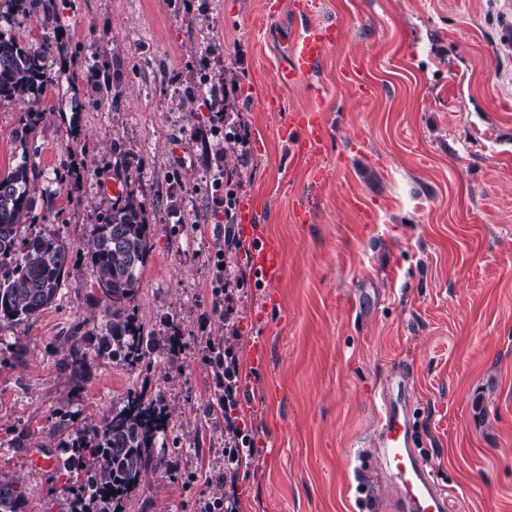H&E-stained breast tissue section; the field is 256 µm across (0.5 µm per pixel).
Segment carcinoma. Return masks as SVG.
I'll return each mask as SVG.
<instances>
[{
	"label": "carcinoma",
	"mask_w": 512,
	"mask_h": 512,
	"mask_svg": "<svg viewBox=\"0 0 512 512\" xmlns=\"http://www.w3.org/2000/svg\"><path fill=\"white\" fill-rule=\"evenodd\" d=\"M48 0H4L6 11L28 12ZM88 80L102 97L112 96V78L93 65ZM55 78L45 65L42 51L0 33V103H22L14 130L19 140L35 133L42 112L29 106L53 86ZM125 197L112 210L98 216L92 228L90 262L96 286L104 297L105 323L99 330L68 337L69 347L60 362L63 371L81 378L89 371L86 349L100 358L120 359L131 366L147 356L150 339L130 312L149 252V231L139 203L137 180L125 167ZM41 177L36 165L22 160L0 173V322L31 320L50 307L64 285L69 251L58 234H35L26 224L32 213ZM165 427V414L154 403L131 392L120 407L114 406L85 426L70 431L59 425V447L68 467L83 474L68 512H121L129 493L155 470L152 453ZM25 489L16 482L0 481V512H20Z\"/></svg>",
	"instance_id": "obj_1"
}]
</instances>
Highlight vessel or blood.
Returning a JSON list of instances; mask_svg holds the SVG:
<instances>
[{"label":"vessel or blood","mask_w":512,"mask_h":512,"mask_svg":"<svg viewBox=\"0 0 512 512\" xmlns=\"http://www.w3.org/2000/svg\"><path fill=\"white\" fill-rule=\"evenodd\" d=\"M334 24L305 26L290 48L291 76L309 74L321 61L327 48L335 43ZM314 109L301 108L289 114L281 129L283 139L293 142L298 153H307L323 140L324 131ZM251 260L265 283L275 282L281 272L282 257L277 242L269 237L253 240ZM408 386L393 378L381 394L379 422L375 437L385 470L398 488V500L404 512H446L447 496L431 471L420 460L413 446L412 429L405 409Z\"/></svg>","instance_id":"vessel-or-blood-1"}]
</instances>
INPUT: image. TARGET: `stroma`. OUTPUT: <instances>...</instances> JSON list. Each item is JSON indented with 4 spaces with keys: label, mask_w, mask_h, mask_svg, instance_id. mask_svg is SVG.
<instances>
[{
    "label": "stroma",
    "mask_w": 512,
    "mask_h": 512,
    "mask_svg": "<svg viewBox=\"0 0 512 512\" xmlns=\"http://www.w3.org/2000/svg\"><path fill=\"white\" fill-rule=\"evenodd\" d=\"M267 2L50 0L0 23L32 47L46 19L62 25L57 82L28 144L14 139L19 106L0 104V173L38 166L32 230L60 234L70 253L53 305L0 324V480L24 487V512H67L59 421L83 425L135 391L169 417L158 467L123 512H197L224 466L204 355L225 333L216 181L230 170L284 259L272 284L240 259L232 343L253 453L235 478L239 512H399L373 444L377 393L396 373L447 512H512V0H314L304 20L295 0L274 16ZM307 22L339 35L292 77L289 47ZM95 58L117 98L93 93ZM228 72L250 124L231 156L198 90ZM302 107L326 128L308 155L279 134ZM126 163L150 231L131 307L155 345L133 368L90 358L78 382L57 347L102 318L88 243ZM258 339L270 350L260 370Z\"/></svg>",
    "instance_id": "1"
}]
</instances>
